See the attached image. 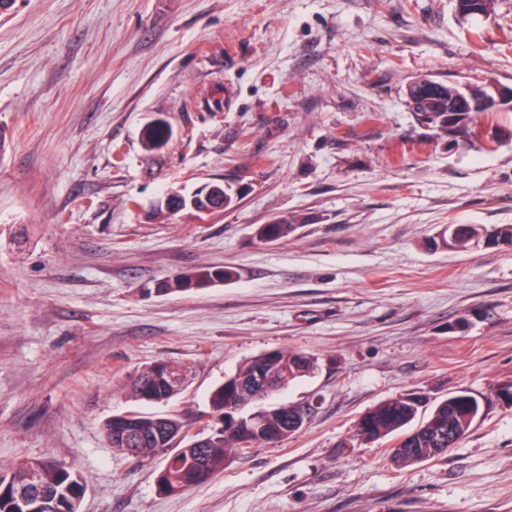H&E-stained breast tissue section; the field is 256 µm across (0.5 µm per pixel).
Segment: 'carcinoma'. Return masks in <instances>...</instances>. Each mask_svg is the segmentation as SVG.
<instances>
[{"mask_svg":"<svg viewBox=\"0 0 512 512\" xmlns=\"http://www.w3.org/2000/svg\"><path fill=\"white\" fill-rule=\"evenodd\" d=\"M407 106L415 121L439 131L447 137H473L481 142L485 110L456 112L460 100L453 96L448 86L431 89L424 85H406ZM234 194L224 181L204 184L203 188L189 194L172 191L162 198L155 211L158 214L173 209L192 210L197 214L214 213L231 206ZM304 219L297 214L275 217L260 229V235L270 241L286 238L296 231ZM443 242L448 248L465 251L479 243L493 247H512V225L504 224L490 229L471 224H450L444 230ZM233 272L221 267L204 266L168 276L155 284L158 292L176 294L193 288H203L222 282ZM269 373L263 382L257 376L258 365ZM318 360L300 352L277 349L263 352L240 363L224 377L208 396L210 408L219 417L223 428L205 437L197 444L192 456L169 466L157 479L158 490L163 495H178L185 490L207 482L224 471L227 462L240 454L244 443L253 447L284 441L305 425L303 408L279 402L266 401V395L281 391L298 379L315 372ZM182 385L179 369L169 363L158 362L136 373L127 384L130 396L143 405L167 402L174 395V387ZM254 399L259 407L257 422L242 417L240 424L224 421L248 400ZM420 400L413 395L384 402L369 411L359 422L354 438L376 441L396 436L400 445L393 449L392 458L400 465H412L438 458L455 447L468 433L481 411L479 399L469 392L460 391L438 402L428 417L412 425L419 412ZM184 424L175 417L148 415L133 410L131 417L120 421L107 420L102 428L104 437L113 448H132V456L147 458L162 447L160 439L167 434L177 435ZM31 462L39 465L42 486L50 494L48 512H73L72 500L85 487L79 472L61 463L42 458L27 457L16 463L0 465V512H26L21 507L13 484L21 471Z\"/></svg>","mask_w":512,"mask_h":512,"instance_id":"obj_1","label":"carcinoma"}]
</instances>
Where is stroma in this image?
<instances>
[{
	"mask_svg": "<svg viewBox=\"0 0 512 512\" xmlns=\"http://www.w3.org/2000/svg\"><path fill=\"white\" fill-rule=\"evenodd\" d=\"M428 75L512 86V0H16L0 14V464L83 476L81 512H512V248L443 245L450 224H512L510 137L449 144L405 88ZM170 130L161 145L144 133ZM238 188L226 210L154 215L173 187ZM306 221L288 238L260 228ZM198 266L231 279L147 285ZM318 360L278 395L288 440L160 494L168 451H115L130 375H185L153 406L205 436L208 396L262 352ZM468 391L482 411L407 467L360 419L405 394L420 416ZM304 222L305 220L297 214L279 215L269 224L261 227L260 235L266 240H280L294 233L299 224H304Z\"/></svg>",
	"mask_w": 512,
	"mask_h": 512,
	"instance_id": "1",
	"label": "stroma"
}]
</instances>
